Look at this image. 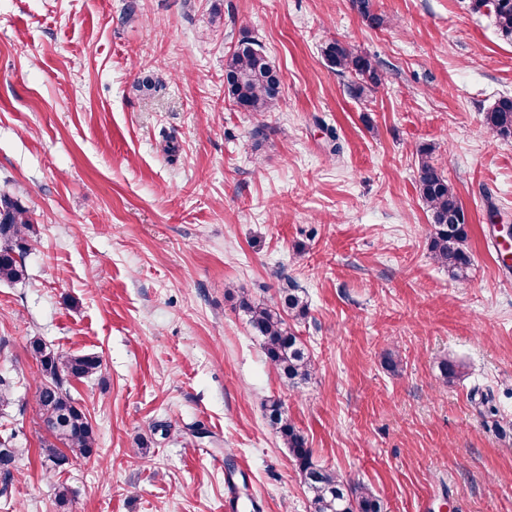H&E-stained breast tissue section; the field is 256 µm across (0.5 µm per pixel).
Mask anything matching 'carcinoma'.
<instances>
[{
	"mask_svg": "<svg viewBox=\"0 0 512 512\" xmlns=\"http://www.w3.org/2000/svg\"><path fill=\"white\" fill-rule=\"evenodd\" d=\"M357 12L370 24L381 18L372 10V0H352ZM475 11L487 9L498 30L512 36V0H471ZM328 67L352 76L351 92L356 97L381 86L384 76L376 62L350 46L331 41L324 48ZM281 80L259 42L244 36L227 59L224 67V92L243 112L264 114L279 106ZM483 126L502 139L512 138V97L502 96L484 113ZM418 191L430 213L433 233L429 254L437 265L448 270L458 281L468 280L472 265L466 250L467 220L463 206L443 171L436 166L432 149L419 151ZM33 224L30 210L8 192L0 191V282L26 278L23 254ZM240 307L248 316L255 335L261 340L269 363L292 387L306 382L314 371V361L296 335L292 322L308 315V302L296 288H283L272 302H257L243 296ZM43 371V381L36 393L41 427L47 437L41 440L44 461L58 469L69 457L89 458L96 448L93 425L70 393V383L93 375L101 362L94 354H70L46 350L42 342H30ZM14 377L0 376V410L12 403ZM262 408L276 427L301 471L311 496L313 512H379L378 500L364 484H350L339 474L315 465L307 441L286 415L283 403L268 399ZM28 449L17 445L12 435L0 436V496L13 485L16 462Z\"/></svg>",
	"mask_w": 512,
	"mask_h": 512,
	"instance_id": "obj_1",
	"label": "carcinoma"
}]
</instances>
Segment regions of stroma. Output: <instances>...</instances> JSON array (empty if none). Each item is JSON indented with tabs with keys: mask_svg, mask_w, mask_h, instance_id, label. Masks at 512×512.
Returning <instances> with one entry per match:
<instances>
[{
	"mask_svg": "<svg viewBox=\"0 0 512 512\" xmlns=\"http://www.w3.org/2000/svg\"><path fill=\"white\" fill-rule=\"evenodd\" d=\"M373 3L379 28L351 0H0V190L34 220L25 280L0 282V433L26 450L9 512H311L271 398L381 512H512V277L488 220L512 223V139L481 124L512 96V38L470 0ZM245 35L281 75L262 115L224 94ZM333 40L385 84L353 96ZM424 145L468 216L464 284L429 256ZM287 286L315 361L297 388L239 306ZM35 339L103 360L70 387L98 452L56 471Z\"/></svg>",
	"mask_w": 512,
	"mask_h": 512,
	"instance_id": "35a3bbf8",
	"label": "stroma"
}]
</instances>
